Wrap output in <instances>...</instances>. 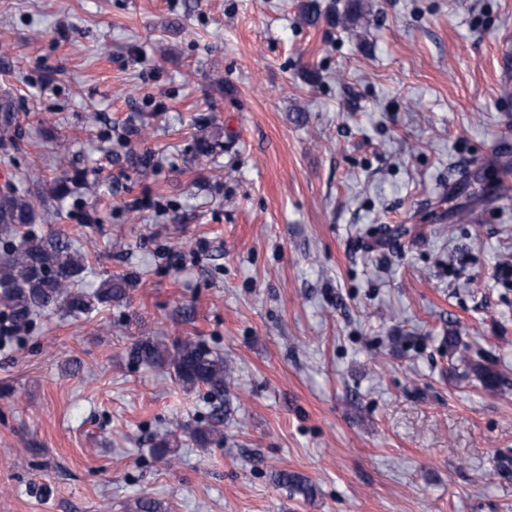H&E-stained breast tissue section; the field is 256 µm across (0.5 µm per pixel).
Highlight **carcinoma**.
I'll return each mask as SVG.
<instances>
[{
    "instance_id": "1",
    "label": "carcinoma",
    "mask_w": 512,
    "mask_h": 512,
    "mask_svg": "<svg viewBox=\"0 0 512 512\" xmlns=\"http://www.w3.org/2000/svg\"><path fill=\"white\" fill-rule=\"evenodd\" d=\"M35 211L30 198L17 186L0 189V227L9 239L0 253V305L22 322L31 314L62 309L71 315L89 314L97 306L123 298L126 282L104 279L94 291L77 288L87 268L84 255L73 250L68 239L60 235H37L28 230L34 224ZM133 357L147 364H166L175 379L188 389L206 388L214 407L215 424L193 428L190 436L203 444L212 440L221 422V404L230 374L224 369V357L213 355L192 341L173 348H162L150 339L137 341ZM278 481L290 492L307 499L312 485L296 473H282Z\"/></svg>"
}]
</instances>
